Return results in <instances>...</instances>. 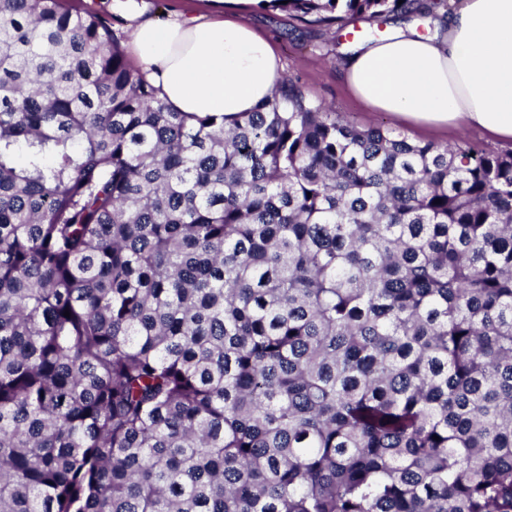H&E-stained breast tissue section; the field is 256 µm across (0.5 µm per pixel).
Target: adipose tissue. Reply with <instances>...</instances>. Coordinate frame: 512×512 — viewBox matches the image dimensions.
<instances>
[{"label": "adipose tissue", "instance_id": "ef3b65f1", "mask_svg": "<svg viewBox=\"0 0 512 512\" xmlns=\"http://www.w3.org/2000/svg\"><path fill=\"white\" fill-rule=\"evenodd\" d=\"M242 2L206 0V10L132 27L128 54L170 109L229 118L271 96L281 59ZM339 76L369 110L418 130L469 127L512 143V0H454L443 35L361 42Z\"/></svg>", "mask_w": 512, "mask_h": 512}]
</instances>
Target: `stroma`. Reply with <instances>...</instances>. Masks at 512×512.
Instances as JSON below:
<instances>
[{
	"instance_id": "obj_1",
	"label": "stroma",
	"mask_w": 512,
	"mask_h": 512,
	"mask_svg": "<svg viewBox=\"0 0 512 512\" xmlns=\"http://www.w3.org/2000/svg\"><path fill=\"white\" fill-rule=\"evenodd\" d=\"M179 3L180 0H64L63 6L73 11L89 10L106 18L111 21L117 37L121 38L133 14L142 11L159 18ZM247 18L263 33L276 40L286 75L297 81L308 98L341 112L358 126L380 124L414 142L468 143L488 151H502V144L477 132H421L387 113L366 109L347 91L339 78V58L334 48L326 45L322 26L305 22L286 12L277 16L257 10L249 12Z\"/></svg>"
}]
</instances>
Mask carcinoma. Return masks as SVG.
<instances>
[{"mask_svg": "<svg viewBox=\"0 0 512 512\" xmlns=\"http://www.w3.org/2000/svg\"><path fill=\"white\" fill-rule=\"evenodd\" d=\"M0 512H512V152L289 78L174 112L105 20L0 0Z\"/></svg>", "mask_w": 512, "mask_h": 512, "instance_id": "carcinoma-1", "label": "carcinoma"}]
</instances>
